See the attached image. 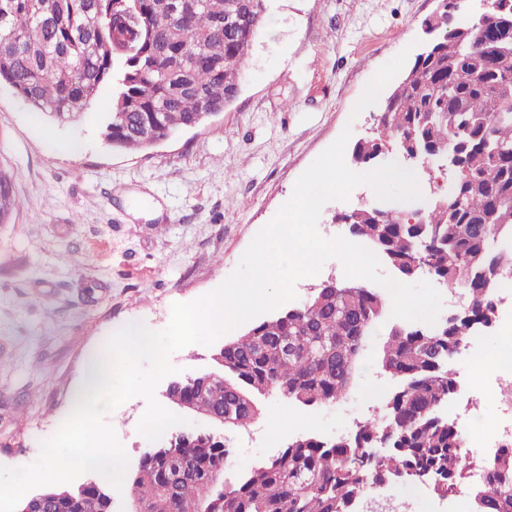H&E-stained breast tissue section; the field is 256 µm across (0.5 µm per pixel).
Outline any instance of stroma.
Listing matches in <instances>:
<instances>
[{"label":"stroma","mask_w":512,"mask_h":512,"mask_svg":"<svg viewBox=\"0 0 512 512\" xmlns=\"http://www.w3.org/2000/svg\"><path fill=\"white\" fill-rule=\"evenodd\" d=\"M438 0H270L237 98L204 126L146 151L121 152L101 137L112 108L102 85L92 108L61 124L0 88V165L25 205L0 224V466L33 463L42 441L70 416L86 361L119 329L167 327L171 307L216 289L256 233L287 202L298 178L342 133L367 136L374 104L354 107L377 70L413 41ZM375 202L366 185L327 203L318 231L348 236L336 213ZM71 255L63 264L61 255ZM379 327L342 405L293 407L258 399L260 414L225 433L231 456L260 461L299 435H348L353 417L380 407ZM462 396L455 419L467 446L483 451L500 415L494 396L466 407L492 375L455 361ZM134 398L108 414L137 468L154 444L139 433Z\"/></svg>","instance_id":"obj_1"}]
</instances>
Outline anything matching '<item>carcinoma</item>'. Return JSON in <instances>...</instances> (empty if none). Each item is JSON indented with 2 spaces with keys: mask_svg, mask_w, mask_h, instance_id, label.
Instances as JSON below:
<instances>
[{
  "mask_svg": "<svg viewBox=\"0 0 512 512\" xmlns=\"http://www.w3.org/2000/svg\"><path fill=\"white\" fill-rule=\"evenodd\" d=\"M268 0H0V85L65 122L91 108L112 83L103 141L115 151H144L180 130L224 112L240 90ZM141 18L140 53H119L125 15ZM433 22L447 36L415 59L379 114L376 134L356 142L364 159L403 135L435 155L457 158L444 193H431L424 219L377 221L372 210L345 211L350 234L367 241L401 280L415 262L431 260L443 284L467 296L457 316L433 325H394L378 365L395 381L381 414L329 444L296 438L274 457L232 479L224 439L200 446L189 436L169 456L140 461L130 497L141 512H352L369 490L389 481L423 483L446 498L470 477L460 427L444 408L458 386L453 359L469 336L493 323L512 268V16L504 40L485 46L467 21ZM448 202V211L436 202ZM22 207L12 175L0 166V224ZM387 315L374 288L357 283L317 289L303 304L255 323L224 343L223 373L203 390L202 377L177 382L168 400L224 414V428H246L258 396L275 394L303 406L346 397L356 367ZM489 479L473 487V512H512V449L484 463ZM54 512H108L91 490L61 500Z\"/></svg>",
  "mask_w": 512,
  "mask_h": 512,
  "instance_id": "carcinoma-1",
  "label": "carcinoma"
}]
</instances>
